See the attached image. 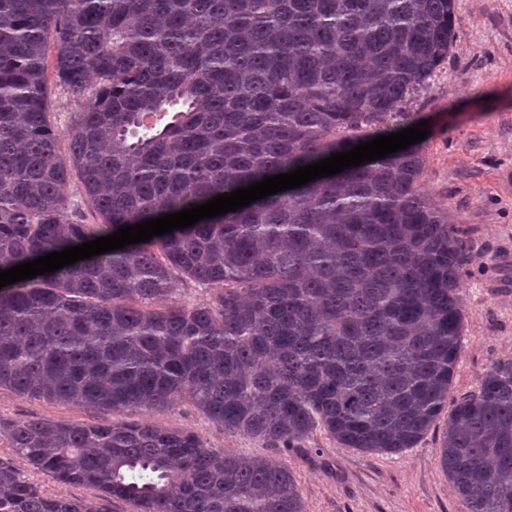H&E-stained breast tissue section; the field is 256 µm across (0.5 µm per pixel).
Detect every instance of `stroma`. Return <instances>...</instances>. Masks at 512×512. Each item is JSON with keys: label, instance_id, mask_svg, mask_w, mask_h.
<instances>
[{"label": "stroma", "instance_id": "1", "mask_svg": "<svg viewBox=\"0 0 512 512\" xmlns=\"http://www.w3.org/2000/svg\"><path fill=\"white\" fill-rule=\"evenodd\" d=\"M458 19L448 62L431 93L418 103L430 134L422 185L448 208L467 243L461 280L463 335L450 398L477 390L495 365L512 360V0H453ZM90 424L120 422L109 412L19 397L0 389V460L20 469L50 495L98 503L101 512H127L125 502L100 498L90 486L62 485L19 458L7 429L27 419ZM154 424L197 434L215 451L285 462L302 492L304 512H462L439 463L447 415L416 447L365 454L338 444L323 428L300 448H273L225 433L187 405L150 414Z\"/></svg>", "mask_w": 512, "mask_h": 512}]
</instances>
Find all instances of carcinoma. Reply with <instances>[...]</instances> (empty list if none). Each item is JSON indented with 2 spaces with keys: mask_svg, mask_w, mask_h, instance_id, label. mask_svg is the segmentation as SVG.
<instances>
[{
  "mask_svg": "<svg viewBox=\"0 0 512 512\" xmlns=\"http://www.w3.org/2000/svg\"><path fill=\"white\" fill-rule=\"evenodd\" d=\"M453 0H0V270L177 212L416 122ZM58 85L83 100L67 142ZM76 171L99 224L67 217ZM415 143L192 227L0 289V389L144 416L189 404L297 448L418 444L463 512H512V361L448 400L464 241ZM193 285L207 297L183 300ZM33 468L128 512H304L288 465L150 422L28 419ZM0 512H102L0 461ZM54 54V46L50 44L49 50V83L53 91V123L55 129L61 137V148L63 150L67 147V134L74 125L77 118L76 112L79 110L78 100L72 93L64 91L60 88H55L54 71L52 69V59ZM82 101V100H79Z\"/></svg>",
  "mask_w": 512,
  "mask_h": 512,
  "instance_id": "cac0c4a2",
  "label": "carcinoma"
}]
</instances>
